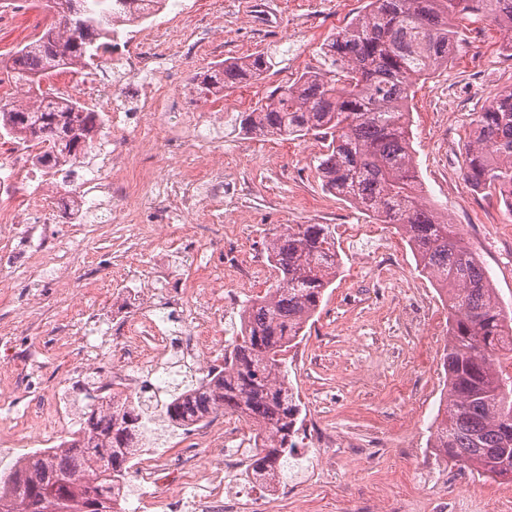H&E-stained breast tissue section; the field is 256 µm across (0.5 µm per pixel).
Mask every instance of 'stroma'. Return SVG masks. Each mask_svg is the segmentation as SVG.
Here are the masks:
<instances>
[{
	"instance_id": "35a3bbf8",
	"label": "stroma",
	"mask_w": 512,
	"mask_h": 512,
	"mask_svg": "<svg viewBox=\"0 0 512 512\" xmlns=\"http://www.w3.org/2000/svg\"><path fill=\"white\" fill-rule=\"evenodd\" d=\"M365 5L184 0L181 15L165 13L141 24L142 42L157 52L150 72L132 77L119 67H89L111 88L163 86L166 124L180 125L186 112H213L217 119L205 139L174 154L159 151L153 131L144 127L112 135L161 171L159 183L141 187L138 199L152 216L168 218L162 235L112 220L126 204L127 181L115 177L117 190L109 198L96 191L91 177L104 159L101 150L71 173L48 177L41 168H28L25 190L0 199L29 223L37 219L30 194L44 178L60 187L64 199L84 200L77 229L65 207H57L49 242L33 244L20 228L0 236V261L10 276L9 287L0 288V384L15 385L34 373L46 391L65 393L94 371L76 354L81 334L95 338L98 368L111 369L112 338L138 305L127 286L133 281L145 288L155 267L166 268L164 290L177 291L179 305L189 309L206 299L200 283L228 252L259 269L249 291L254 298L273 282L265 237L287 225L326 224L341 264L303 338L281 355L301 405L297 454L312 461L313 470L306 477L282 476L288 496L269 512H512V480L461 469L432 446L447 393L448 309L435 282L418 270L402 232L386 224L370 236H348L346 225L369 218L323 191L314 169L321 142L255 137L236 123L277 85L324 67L322 44ZM52 21L42 0L0 11V60H9ZM457 26L458 54L447 69L414 87V160L424 196L447 209L488 270L502 308L512 313V213L463 178L470 124L497 92L512 88V52L502 49L497 29L483 15H466ZM257 51L274 57L265 79L217 101L190 92L192 76L210 63ZM215 168L224 172V205L197 225L193 241H184L170 187ZM216 224L233 227L220 252L206 247ZM14 336L28 355L9 346Z\"/></svg>"
}]
</instances>
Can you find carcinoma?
<instances>
[{"label": "carcinoma", "mask_w": 512, "mask_h": 512, "mask_svg": "<svg viewBox=\"0 0 512 512\" xmlns=\"http://www.w3.org/2000/svg\"><path fill=\"white\" fill-rule=\"evenodd\" d=\"M166 0H47L59 15L11 58V78L26 96L0 99V138L39 146L45 171L81 163L97 148L99 113L42 89L52 72H78L99 57L100 39L124 23L154 17ZM482 13L512 51V0H367L363 12L322 46L326 69L303 72L239 117L241 131L276 137L313 135L325 142L316 157L321 187L406 237L417 266L445 293L448 376L445 407L436 419L433 447L482 476L512 478V316L500 306L489 273L448 221L422 196L411 150L413 87L448 67L460 38L454 21ZM272 58L254 52L221 61L193 78L191 92L205 99L263 78ZM466 181L476 191L504 197L512 187V90L497 93L476 113L468 136ZM275 282L247 302L240 331L224 365L204 385L175 388L166 401L134 399L121 391L104 400L96 378L73 391L90 400L80 428L66 444L24 457L0 477V512H118L133 448L147 442V424L179 428L218 411L256 427L251 467L271 483L281 460L295 454L301 407L279 353L303 335L336 278V238L326 224L288 226L263 243Z\"/></svg>", "instance_id": "1"}]
</instances>
